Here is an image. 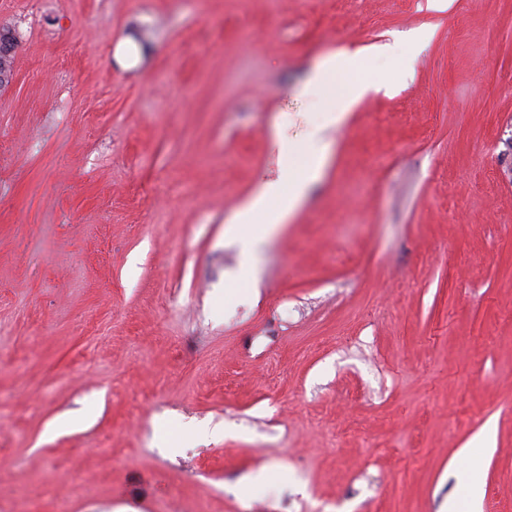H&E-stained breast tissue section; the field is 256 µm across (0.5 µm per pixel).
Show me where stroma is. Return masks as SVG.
<instances>
[{
	"mask_svg": "<svg viewBox=\"0 0 512 512\" xmlns=\"http://www.w3.org/2000/svg\"><path fill=\"white\" fill-rule=\"evenodd\" d=\"M0 29V512H445L473 464L512 512V0H0ZM385 44L251 294L224 228L274 129Z\"/></svg>",
	"mask_w": 512,
	"mask_h": 512,
	"instance_id": "stroma-1",
	"label": "stroma"
}]
</instances>
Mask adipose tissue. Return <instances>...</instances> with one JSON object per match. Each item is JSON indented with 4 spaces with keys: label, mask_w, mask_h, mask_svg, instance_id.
Here are the masks:
<instances>
[{
    "label": "adipose tissue",
    "mask_w": 512,
    "mask_h": 512,
    "mask_svg": "<svg viewBox=\"0 0 512 512\" xmlns=\"http://www.w3.org/2000/svg\"><path fill=\"white\" fill-rule=\"evenodd\" d=\"M364 64L361 54L345 49L331 52L317 64L310 82L339 103L329 106L322 120L310 127L303 141L276 136L273 147L280 160L276 179L260 181L255 192L243 203L226 226L227 235L240 248V269L250 285H257L254 258L283 224L306 201L310 190L320 183L330 155L332 132L350 106L369 87L355 83L354 75Z\"/></svg>",
    "instance_id": "ef3b65f1"
}]
</instances>
